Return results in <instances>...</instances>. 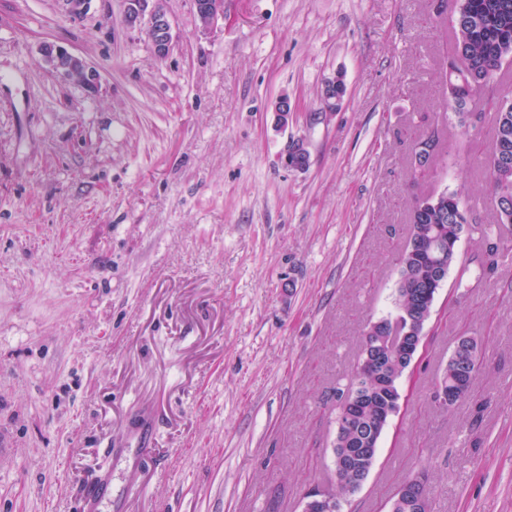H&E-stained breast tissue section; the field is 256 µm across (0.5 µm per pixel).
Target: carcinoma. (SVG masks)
<instances>
[{"instance_id": "1", "label": "carcinoma", "mask_w": 512, "mask_h": 512, "mask_svg": "<svg viewBox=\"0 0 512 512\" xmlns=\"http://www.w3.org/2000/svg\"><path fill=\"white\" fill-rule=\"evenodd\" d=\"M453 54L462 62L457 73L446 72L442 85L456 84L455 96L443 90L446 106L459 118H464L471 106V90L479 88L487 97L488 112L494 123V140L487 158V168L493 198H512L511 163L500 157L503 143L512 147V100L496 96L492 82L506 66L512 67V0H458L453 13ZM429 149L414 156V172H429L440 156L436 131L427 130L418 140ZM471 210L456 193H444L439 198L427 196L413 206L410 241L398 257L396 313L369 322L362 338V354L354 374L336 395L351 394L358 402L351 411L336 401L338 428L332 444L335 490L328 498L345 500L360 490L354 483L353 472H372L376 463L379 440L401 401V380L409 365L404 361L410 338L399 348L382 358H367L364 351L379 344V337L399 334L397 320L412 319V335L427 329L435 297L454 267H459V279L467 268L459 265V243L464 231L471 228ZM482 364V349L476 338L456 349L448 358L440 381L452 389L466 378L463 397L472 396L473 382Z\"/></svg>"}]
</instances>
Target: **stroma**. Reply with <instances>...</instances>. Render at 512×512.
Returning a JSON list of instances; mask_svg holds the SVG:
<instances>
[{"instance_id": "35a3bbf8", "label": "stroma", "mask_w": 512, "mask_h": 512, "mask_svg": "<svg viewBox=\"0 0 512 512\" xmlns=\"http://www.w3.org/2000/svg\"><path fill=\"white\" fill-rule=\"evenodd\" d=\"M165 5L160 58L123 0L75 19L0 0V512H79L107 467L126 490L105 447L141 404L157 434L128 512H302L335 485L333 393L364 324L395 310L416 200L458 193L512 250L489 118L442 105L451 0H224L207 35L194 0ZM46 41L97 67L98 91L60 81ZM428 123L442 156L417 176ZM293 139L307 171L284 162ZM470 275L466 296L439 289L342 512H388L422 471L432 512H512V257ZM463 334L484 364L445 411L433 392Z\"/></svg>"}]
</instances>
